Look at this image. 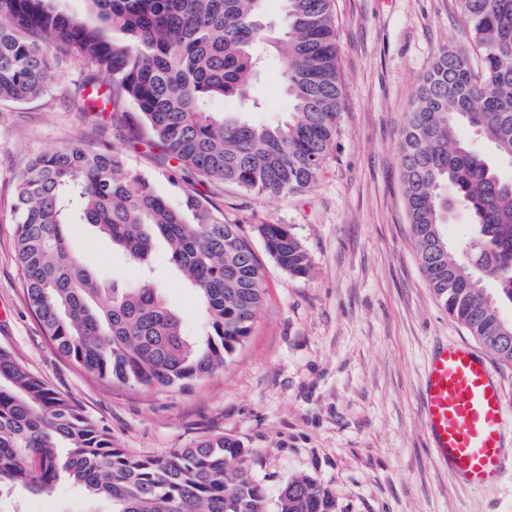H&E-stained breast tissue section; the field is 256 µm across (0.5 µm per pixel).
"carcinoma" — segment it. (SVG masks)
<instances>
[{
	"label": "carcinoma",
	"mask_w": 512,
	"mask_h": 512,
	"mask_svg": "<svg viewBox=\"0 0 512 512\" xmlns=\"http://www.w3.org/2000/svg\"><path fill=\"white\" fill-rule=\"evenodd\" d=\"M103 25L56 11L51 0H0V101L39 96L56 79L52 54L88 60L80 112L127 114L128 140L146 121L154 147L185 184L179 205L126 169L113 148L76 143L30 158L14 193L15 256L28 308L53 350L115 384L187 388L224 370L252 332L264 301L261 266L241 225L229 224L197 188L232 183L261 196L301 193L332 146L342 100L332 0H88ZM473 54L444 47L423 75L400 142L406 213L419 265L439 303L504 366H512V0H458ZM274 54L291 109L276 124L210 110L233 99L242 112ZM474 130L490 152L461 135ZM83 223L145 266L155 237L196 292L207 339L184 335L161 288L105 285L70 248L72 207ZM471 233L458 247L452 213ZM269 256L305 278L309 255L286 224H260ZM67 480L112 512H266L250 449L206 434L165 454H131L0 348V491L33 493ZM277 512H336L332 491L310 475L282 486Z\"/></svg>",
	"instance_id": "1"
}]
</instances>
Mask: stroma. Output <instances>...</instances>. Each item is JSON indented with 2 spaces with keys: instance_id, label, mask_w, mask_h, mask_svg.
<instances>
[{
  "instance_id": "stroma-1",
  "label": "stroma",
  "mask_w": 512,
  "mask_h": 512,
  "mask_svg": "<svg viewBox=\"0 0 512 512\" xmlns=\"http://www.w3.org/2000/svg\"><path fill=\"white\" fill-rule=\"evenodd\" d=\"M340 119L316 184L305 193L256 196L232 184L205 189L226 222L242 225L263 272L265 301L247 342L224 371L186 389L145 392L99 379L51 348L23 294L12 206L24 162L55 146L123 152L130 171L179 203L174 182L149 149L127 141L123 120L73 106L91 74L63 57L41 95L0 103V347L66 394L82 414L132 453L161 454L222 433L254 452L267 512L295 474L315 477L337 512H512V478L473 492L435 461L422 423L421 376L439 339L470 342L423 276L408 224L399 145L420 78L439 47L467 51L458 0H334ZM285 224L312 270L281 269L254 233ZM71 246L110 282L137 284L140 266L86 224ZM152 265L187 335L202 333L194 291L156 242ZM59 481L47 493H0V512H111Z\"/></svg>"
}]
</instances>
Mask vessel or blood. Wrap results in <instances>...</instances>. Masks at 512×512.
<instances>
[{
	"mask_svg": "<svg viewBox=\"0 0 512 512\" xmlns=\"http://www.w3.org/2000/svg\"><path fill=\"white\" fill-rule=\"evenodd\" d=\"M423 407L434 457L459 482L479 492L512 477V408L480 352L462 341L437 345Z\"/></svg>",
	"mask_w": 512,
	"mask_h": 512,
	"instance_id": "1",
	"label": "vessel or blood"
}]
</instances>
